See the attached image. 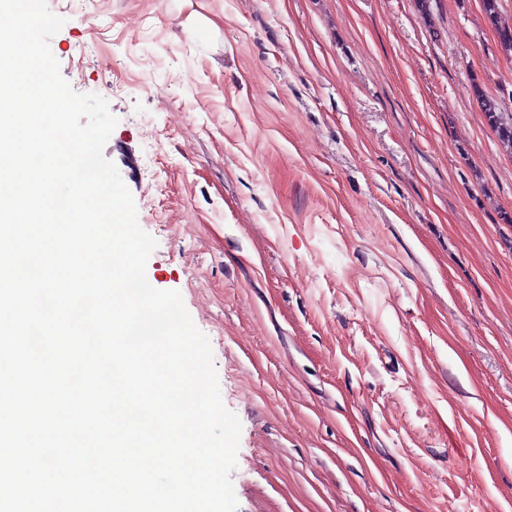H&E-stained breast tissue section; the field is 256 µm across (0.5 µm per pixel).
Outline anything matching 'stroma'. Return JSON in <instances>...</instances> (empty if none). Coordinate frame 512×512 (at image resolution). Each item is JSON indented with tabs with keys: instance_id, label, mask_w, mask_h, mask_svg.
<instances>
[{
	"instance_id": "obj_1",
	"label": "stroma",
	"mask_w": 512,
	"mask_h": 512,
	"mask_svg": "<svg viewBox=\"0 0 512 512\" xmlns=\"http://www.w3.org/2000/svg\"><path fill=\"white\" fill-rule=\"evenodd\" d=\"M47 6L241 422L238 512H512V147L470 87L512 112V57L480 0Z\"/></svg>"
}]
</instances>
